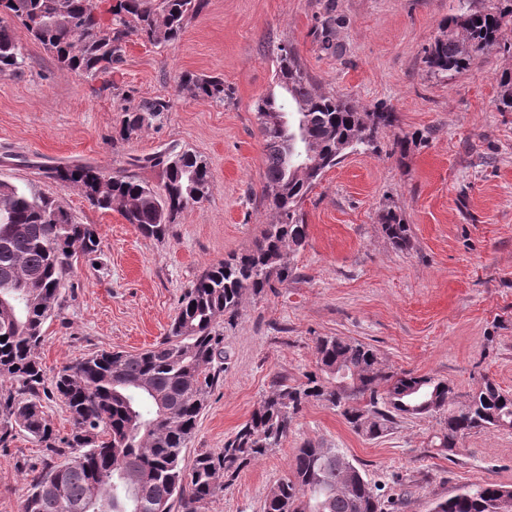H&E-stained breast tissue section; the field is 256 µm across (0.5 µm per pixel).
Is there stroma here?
Instances as JSON below:
<instances>
[{
  "label": "stroma",
  "mask_w": 512,
  "mask_h": 512,
  "mask_svg": "<svg viewBox=\"0 0 512 512\" xmlns=\"http://www.w3.org/2000/svg\"><path fill=\"white\" fill-rule=\"evenodd\" d=\"M507 0H209L181 38L165 46L131 39L113 69L112 95L14 29L27 57L0 75V180L55 197L94 225L97 253L66 276L38 350L47 377L102 350L136 353L168 332L180 300L208 268L254 247L276 214L263 201L265 153L255 117L276 91L277 48L293 47L319 91L390 112L373 146L326 170L305 198L308 226L295 274L244 295L222 324L224 371L185 452L218 453L274 377L302 381L319 336L371 346L383 368L447 380L465 402L482 378L512 392V112L497 108L498 77L512 71V21L499 44L459 72L438 76L424 57L440 25L465 10L499 11ZM224 81L223 102L194 100L182 74ZM155 97L173 106L161 123L123 140L126 108ZM176 147L204 159L213 186L184 210L164 240L143 237L115 210L46 179L45 165L108 171ZM411 227L395 248L381 214ZM436 417L401 418L381 438L355 433L321 402L307 404L280 448L253 462L202 512H262L272 485L303 443L341 449L366 478L396 494L394 512H432L438 501L486 481L512 487V430L435 448ZM42 447L15 432L0 446V512H20Z\"/></svg>",
  "instance_id": "obj_1"
}]
</instances>
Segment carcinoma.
Listing matches in <instances>:
<instances>
[{
  "label": "carcinoma",
  "instance_id": "carcinoma-1",
  "mask_svg": "<svg viewBox=\"0 0 512 512\" xmlns=\"http://www.w3.org/2000/svg\"><path fill=\"white\" fill-rule=\"evenodd\" d=\"M58 0H0L4 11L52 54L60 69L94 81L123 60L136 36L154 45L177 41L207 0H115L108 23L93 0H65L69 25L53 20ZM505 14L469 10L441 25L428 48L431 72L468 68L498 45ZM106 25L112 39L93 34ZM275 82L287 97L270 94L255 106L266 167L264 200L278 217L255 249L233 255L202 273L184 294L167 336L138 353L102 351L64 367L47 390L37 351L43 326L58 301L63 277L77 254L98 251L92 224H81L59 202L27 187L0 184V443L20 431L44 445L22 512H199L253 461L280 447L302 408L321 401L340 411L368 439L385 435L402 416L440 415L438 447L451 452L459 437L486 429H512V393L486 379L459 405L445 380L386 372L370 346L339 336L315 341L317 371L289 384L276 378L251 417L224 442V451L199 453L185 463L183 449L222 367L221 320L232 321L244 294L259 296L293 275L292 259L308 225L301 203L323 173L356 146L370 145L390 112L360 110L350 100L317 90L286 44L278 46ZM26 63L13 29L0 25V74ZM499 109L512 112V72H503ZM181 89L193 99L224 100V81L185 74ZM172 108L162 97L126 113L119 137L127 140L161 121ZM132 166L160 167L153 187L126 170L87 164L46 166L44 177L79 189L101 210H118L148 239L162 240L176 217L211 191L207 163L188 151L165 150L135 158ZM382 229L398 249L411 245L410 225L394 211ZM57 394L72 425L53 433L43 398ZM504 486L478 484L436 503L434 512H499ZM393 504L364 478L348 482L344 453L322 443L296 449L290 471L267 493L263 512H382Z\"/></svg>",
  "mask_w": 512,
  "mask_h": 512
}]
</instances>
